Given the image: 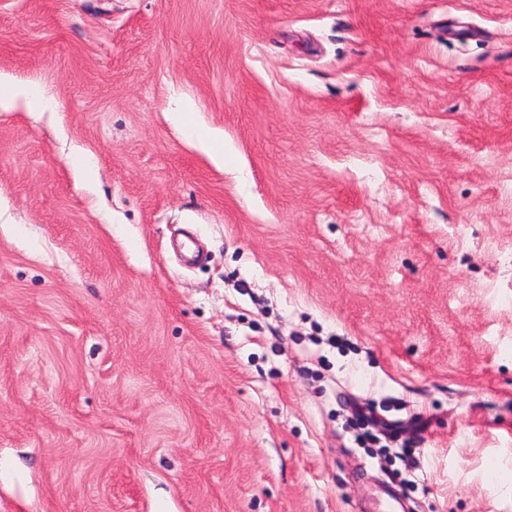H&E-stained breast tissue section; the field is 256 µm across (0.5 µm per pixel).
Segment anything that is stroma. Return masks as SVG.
I'll use <instances>...</instances> for the list:
<instances>
[{"mask_svg": "<svg viewBox=\"0 0 512 512\" xmlns=\"http://www.w3.org/2000/svg\"><path fill=\"white\" fill-rule=\"evenodd\" d=\"M0 79V512H512V0H0Z\"/></svg>", "mask_w": 512, "mask_h": 512, "instance_id": "stroma-1", "label": "stroma"}]
</instances>
